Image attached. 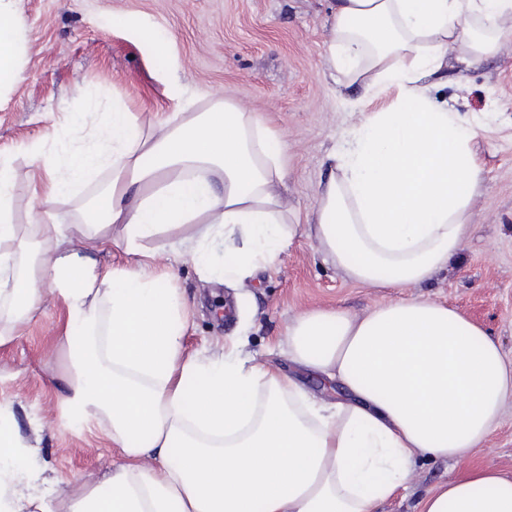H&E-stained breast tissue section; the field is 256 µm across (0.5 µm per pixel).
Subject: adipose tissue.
I'll list each match as a JSON object with an SVG mask.
<instances>
[{
  "instance_id": "ef3b65f1",
  "label": "adipose tissue",
  "mask_w": 512,
  "mask_h": 512,
  "mask_svg": "<svg viewBox=\"0 0 512 512\" xmlns=\"http://www.w3.org/2000/svg\"><path fill=\"white\" fill-rule=\"evenodd\" d=\"M16 0H0V89L26 52ZM324 62L363 113L329 157L308 230L354 282L412 288L458 253L482 168L476 126L434 104L426 81L449 56L473 65L512 37V0H336ZM111 136L71 158L32 154L49 176L44 208L97 174L106 188L75 223L21 233L0 157V344L45 296L62 299L72 365L71 421L108 425L122 454L107 477L62 488L29 464L13 412L0 408V512H377L405 491L415 458L476 453L512 398L497 341L456 310L403 299L356 316L311 309L287 331L288 355L345 396L313 400L278 369L220 352L186 353L174 272L155 273L143 242L183 227L176 245L205 263L223 240L234 278L274 262L295 232L276 137L230 99L146 122L113 100ZM122 225L132 263L104 267ZM421 512H512V472L476 468L428 492Z\"/></svg>"
}]
</instances>
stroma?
<instances>
[{
    "label": "stroma",
    "mask_w": 512,
    "mask_h": 512,
    "mask_svg": "<svg viewBox=\"0 0 512 512\" xmlns=\"http://www.w3.org/2000/svg\"><path fill=\"white\" fill-rule=\"evenodd\" d=\"M333 0H18L15 20L28 50L21 80L0 91V155L34 182L13 189V221L40 223L32 186L31 149L74 137L82 124H102L113 98L143 120L173 116L190 101L229 98L276 132L288 204L298 219L312 211L326 156L359 120L357 96L337 91L322 68ZM152 26L165 55L139 38ZM429 94L454 105L478 127L473 148L482 164L472 228L455 262L415 289L373 288L347 280L315 241L296 231L272 266L218 283L201 277L191 256L174 253L178 230L147 241L157 267H174L188 302L187 351L209 355L238 344L293 375L316 399H335V384L297 368L283 348L288 323L312 308L362 313L413 295L448 304L496 339L512 365V39L481 63L449 64ZM66 309L47 297L20 336L0 345V404L15 414L33 468L76 482L105 474L121 459L107 427L70 421L58 382L68 360L60 340ZM512 471V401L483 448L461 459L419 458L406 492L380 512H417L427 491L473 465Z\"/></svg>",
    "instance_id": "1"
}]
</instances>
